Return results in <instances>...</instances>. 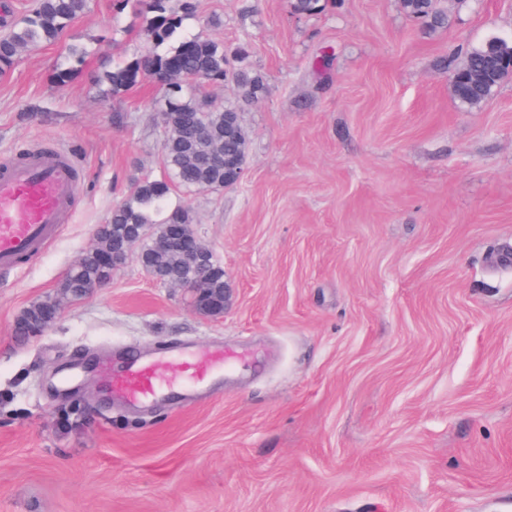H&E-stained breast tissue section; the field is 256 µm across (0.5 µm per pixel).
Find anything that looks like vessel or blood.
<instances>
[{"label":"vessel or blood","instance_id":"b4317fda","mask_svg":"<svg viewBox=\"0 0 512 512\" xmlns=\"http://www.w3.org/2000/svg\"><path fill=\"white\" fill-rule=\"evenodd\" d=\"M79 189V167L69 156L50 150H19L0 161V271H10L34 257L55 239L68 223ZM233 350L193 358L181 353L175 359L140 361L124 373L106 375L112 394L131 401H146L170 391L177 382H201L213 362H232ZM180 377L170 373L171 364Z\"/></svg>","mask_w":512,"mask_h":512}]
</instances>
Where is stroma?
<instances>
[{
    "instance_id": "1",
    "label": "stroma",
    "mask_w": 512,
    "mask_h": 512,
    "mask_svg": "<svg viewBox=\"0 0 512 512\" xmlns=\"http://www.w3.org/2000/svg\"><path fill=\"white\" fill-rule=\"evenodd\" d=\"M198 0L184 31L246 47L266 84L242 180L173 192L224 266L223 315L136 261L41 335L13 325L91 248L137 177L160 178L158 90L109 94L102 58L144 47L93 0L0 75V159L81 170L68 224L0 272V512H512V80L462 105L468 50L512 39V0ZM86 62L56 79L68 46ZM224 346L241 363L145 405L98 391L82 356ZM435 0H402L404 12L411 18L421 21L430 28L442 27L447 16L436 8Z\"/></svg>"
}]
</instances>
